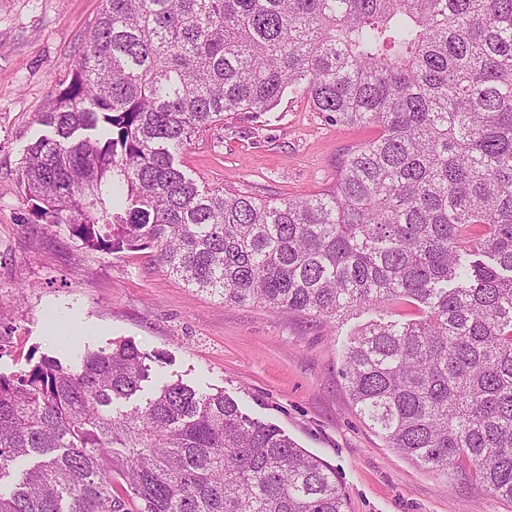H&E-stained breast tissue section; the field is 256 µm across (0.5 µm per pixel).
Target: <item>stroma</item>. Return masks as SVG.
I'll list each match as a JSON object with an SVG mask.
<instances>
[{
	"mask_svg": "<svg viewBox=\"0 0 512 512\" xmlns=\"http://www.w3.org/2000/svg\"><path fill=\"white\" fill-rule=\"evenodd\" d=\"M101 0H0V374L48 356H82L126 339L162 354L142 392L182 380L223 389L252 418L273 424L336 470L347 512H512L471 480L446 485L360 417L341 374L351 334L336 326L238 306L163 271L153 249L83 248L67 227L35 222L17 186L24 147L44 131L37 115L68 82ZM377 129L327 122L286 91L272 111L239 114L193 140L179 157L199 185L257 198H299L333 186L338 158Z\"/></svg>",
	"mask_w": 512,
	"mask_h": 512,
	"instance_id": "35a3bbf8",
	"label": "stroma"
}]
</instances>
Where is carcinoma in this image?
Returning <instances> with one entry per match:
<instances>
[{
    "label": "carcinoma",
    "mask_w": 512,
    "mask_h": 512,
    "mask_svg": "<svg viewBox=\"0 0 512 512\" xmlns=\"http://www.w3.org/2000/svg\"><path fill=\"white\" fill-rule=\"evenodd\" d=\"M338 126L334 188L260 199L176 164L287 89ZM20 196L89 250H156L226 303L334 324L400 300L421 316L350 338L343 376L403 456L512 501V0H102L38 115ZM151 355L0 374V512H346L336 471L224 389L177 380L122 410Z\"/></svg>",
    "instance_id": "carcinoma-1"
}]
</instances>
